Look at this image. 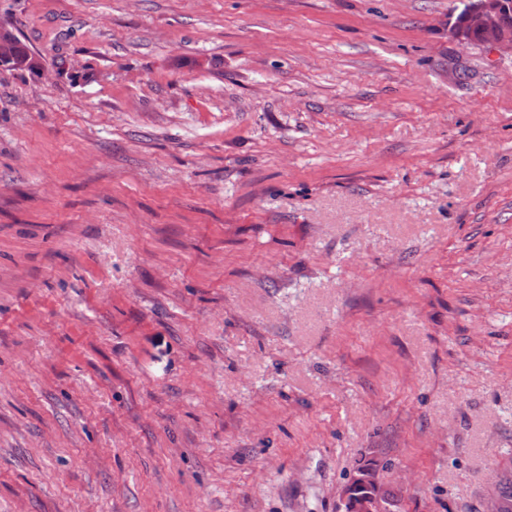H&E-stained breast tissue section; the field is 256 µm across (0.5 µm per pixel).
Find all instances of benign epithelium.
I'll return each mask as SVG.
<instances>
[{"label":"benign epithelium","instance_id":"obj_1","mask_svg":"<svg viewBox=\"0 0 512 512\" xmlns=\"http://www.w3.org/2000/svg\"><path fill=\"white\" fill-rule=\"evenodd\" d=\"M463 23L449 19L452 35L465 45L508 47L512 49V3L509 0H462ZM16 32L0 25V68L15 69L12 47Z\"/></svg>","mask_w":512,"mask_h":512}]
</instances>
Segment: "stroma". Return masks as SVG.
<instances>
[{
    "label": "stroma",
    "instance_id": "stroma-1",
    "mask_svg": "<svg viewBox=\"0 0 512 512\" xmlns=\"http://www.w3.org/2000/svg\"><path fill=\"white\" fill-rule=\"evenodd\" d=\"M460 6L0 0V512H485L512 52ZM15 39L16 32L14 30L6 25H0V68L15 69L19 66L12 50ZM360 479L352 480L351 483L347 486V491L349 493V501L354 500L358 502V500L364 497L366 494H374L378 499L382 500L384 503H387L384 495L381 494L379 487L374 484L371 488L365 487L362 484H359ZM378 499H374L371 502H364L363 505H356V509L361 512H382L381 504Z\"/></svg>",
    "mask_w": 512,
    "mask_h": 512
}]
</instances>
